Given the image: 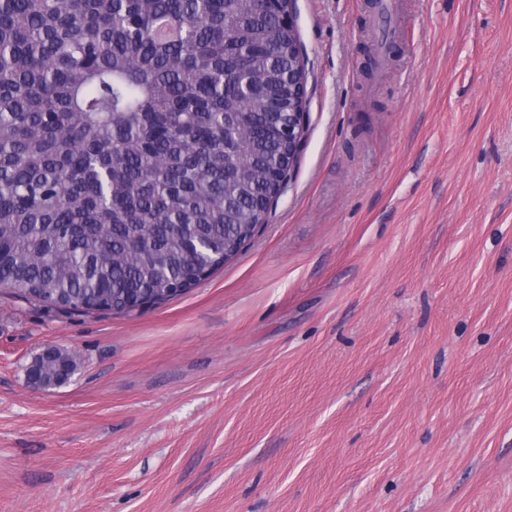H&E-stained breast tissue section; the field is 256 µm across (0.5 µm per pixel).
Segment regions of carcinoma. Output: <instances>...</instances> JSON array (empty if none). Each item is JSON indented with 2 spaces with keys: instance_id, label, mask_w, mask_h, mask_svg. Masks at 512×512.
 Masks as SVG:
<instances>
[{
  "instance_id": "carcinoma-1",
  "label": "carcinoma",
  "mask_w": 512,
  "mask_h": 512,
  "mask_svg": "<svg viewBox=\"0 0 512 512\" xmlns=\"http://www.w3.org/2000/svg\"><path fill=\"white\" fill-rule=\"evenodd\" d=\"M300 56L261 0H0V287L122 312L224 265L288 175Z\"/></svg>"
}]
</instances>
